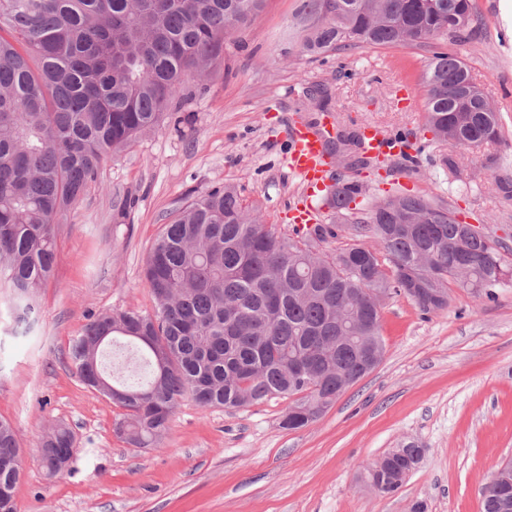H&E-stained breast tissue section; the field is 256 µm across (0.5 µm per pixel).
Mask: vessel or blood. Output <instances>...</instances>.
I'll return each mask as SVG.
<instances>
[{"label": "vessel or blood", "instance_id": "b4317fda", "mask_svg": "<svg viewBox=\"0 0 512 512\" xmlns=\"http://www.w3.org/2000/svg\"><path fill=\"white\" fill-rule=\"evenodd\" d=\"M364 154L383 156L412 153L411 145L398 137L383 133L373 125L359 131ZM336 138V124L327 115L310 117L293 126L287 136L286 160L289 170L300 178L305 196L295 205L292 216L295 223L313 226L320 223L326 207L330 158L328 145Z\"/></svg>", "mask_w": 512, "mask_h": 512}]
</instances>
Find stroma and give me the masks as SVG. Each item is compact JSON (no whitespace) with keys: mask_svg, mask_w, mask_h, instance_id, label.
Instances as JSON below:
<instances>
[{"mask_svg":"<svg viewBox=\"0 0 512 512\" xmlns=\"http://www.w3.org/2000/svg\"><path fill=\"white\" fill-rule=\"evenodd\" d=\"M302 0H265L227 45L217 73L188 77L180 103L154 131L100 165L56 229L54 276L38 298L36 327L13 332L0 315V419L16 429L23 477L16 512H480L478 490L512 460V285L493 299L451 288L447 310L422 314L406 297L382 310L383 361L304 428L280 422L278 396L239 410L183 399L165 441L135 448L115 427L121 408L86 387L68 359L90 314L154 300L144 263L162 225L208 189L236 186L265 223L292 234L303 193L285 159L306 92L326 90L337 133L364 123L418 144L415 158L362 167L350 148L332 174L362 184L357 209L399 188L457 207L483 225L512 262V0H473L479 21L441 40L462 60L499 118L495 141L448 150L433 139L423 78L432 48L359 46L302 52ZM452 155L454 167L442 163ZM63 424L75 434L70 473L49 475L40 442ZM422 448L393 495L364 479L365 463L406 442Z\"/></svg>","mask_w":512,"mask_h":512,"instance_id":"35a3bbf8","label":"stroma"}]
</instances>
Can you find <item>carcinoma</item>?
I'll return each mask as SVG.
<instances>
[{"label":"carcinoma","instance_id":"1","mask_svg":"<svg viewBox=\"0 0 512 512\" xmlns=\"http://www.w3.org/2000/svg\"><path fill=\"white\" fill-rule=\"evenodd\" d=\"M264 0H0V287L15 327L28 333L34 300L57 260L55 225L95 181L105 158L159 125L185 77H208L224 48ZM310 20L302 50L319 56L362 45L433 46L478 21L471 0H304ZM427 122L450 149L498 137L499 116L466 65L433 52L425 75ZM361 186L347 182L334 201L349 205ZM357 231L333 253L322 244ZM375 239L377 255L359 248ZM498 241L460 222L449 206L401 190L355 218L288 236L262 222L229 186L179 209L147 256L151 313L92 314L69 351L80 380L125 410L120 432L136 448L160 444L180 401L238 409L274 395L292 399L283 427L310 423L312 400H336V376L353 383L364 360L382 361V306L409 298L424 314L448 308L437 290L455 285L491 299L503 277ZM135 346L150 369L137 382L103 369L105 348ZM48 473L69 469L77 451L62 425L42 439ZM422 449L404 444L385 463L363 466L382 495L397 492ZM23 463L14 427L0 420V512H15ZM481 512H512V460L480 488Z\"/></svg>","mask_w":512,"mask_h":512}]
</instances>
